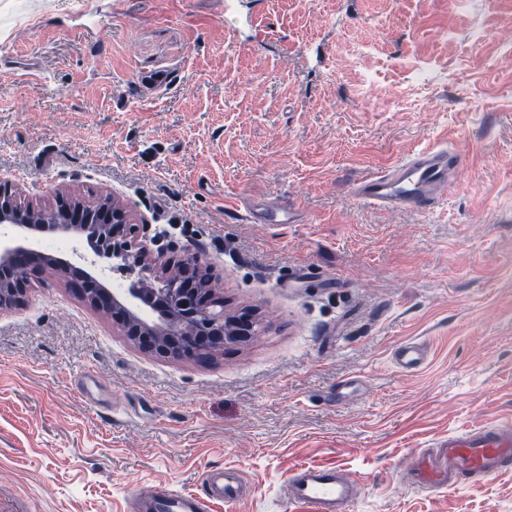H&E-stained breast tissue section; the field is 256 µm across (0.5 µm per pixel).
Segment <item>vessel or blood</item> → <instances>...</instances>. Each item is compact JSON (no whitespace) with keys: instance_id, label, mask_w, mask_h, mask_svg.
Segmentation results:
<instances>
[{"instance_id":"obj_1","label":"vessel or blood","mask_w":512,"mask_h":512,"mask_svg":"<svg viewBox=\"0 0 512 512\" xmlns=\"http://www.w3.org/2000/svg\"><path fill=\"white\" fill-rule=\"evenodd\" d=\"M460 159L447 148L417 151L387 170L360 182L357 197L389 208L415 206L427 209L447 196L455 185ZM400 369L414 371L427 358L423 344L405 342L393 352ZM512 464V422H503L476 432L449 436L435 454L424 455L411 464L416 486H458L462 475L483 481L494 478ZM204 495L163 488L131 494L130 512H205L212 500L233 501L244 491L239 469H212L203 478ZM287 496L305 505L309 512H353L357 486L341 470L299 469L289 483Z\"/></svg>"}]
</instances>
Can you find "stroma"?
<instances>
[{
    "instance_id": "obj_1",
    "label": "stroma",
    "mask_w": 512,
    "mask_h": 512,
    "mask_svg": "<svg viewBox=\"0 0 512 512\" xmlns=\"http://www.w3.org/2000/svg\"><path fill=\"white\" fill-rule=\"evenodd\" d=\"M141 74L167 83L144 96ZM428 146L462 158L433 209L357 198ZM0 181L37 209L115 199L263 324L161 357L42 270L0 311V512H129L225 466L249 486L207 512H306L284 497L302 465L356 479L354 512H512V466L407 479L512 419V0H0ZM404 342L420 369L394 364ZM393 358L400 369L414 371L425 364L427 352L423 344L404 342L394 350Z\"/></svg>"
}]
</instances>
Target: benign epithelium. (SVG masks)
<instances>
[{
  "label": "benign epithelium",
  "instance_id": "1",
  "mask_svg": "<svg viewBox=\"0 0 512 512\" xmlns=\"http://www.w3.org/2000/svg\"><path fill=\"white\" fill-rule=\"evenodd\" d=\"M96 219L111 229L106 246L97 245L98 254L107 257H123L128 272L142 279L153 274L158 260L150 259L148 250L135 242V228L127 223V215L119 206L104 207L94 211ZM89 215L83 208L71 203L69 198L59 199L52 211V219L45 224H31L23 219V208L7 189L0 188V223L11 224L20 231L16 239L10 233L0 235V309L22 299L26 293L25 280L19 274L20 265L35 260L41 252L31 246L26 233L29 231H53L72 236L87 234L84 222ZM186 281L169 288L145 295L140 288L127 289L132 300L107 294L95 264L79 265L60 260L52 267L61 272H75L82 276L77 289L90 304L99 306L101 301L112 304L113 318L123 335L141 348L169 358L185 355L199 357L218 343H240L256 332V322L250 318L235 321L231 333H224V299L216 292L205 293L194 286L190 276L194 270V258H181Z\"/></svg>",
  "mask_w": 512,
  "mask_h": 512
}]
</instances>
